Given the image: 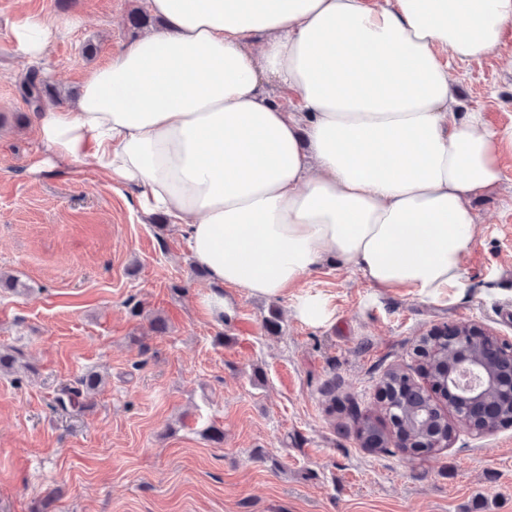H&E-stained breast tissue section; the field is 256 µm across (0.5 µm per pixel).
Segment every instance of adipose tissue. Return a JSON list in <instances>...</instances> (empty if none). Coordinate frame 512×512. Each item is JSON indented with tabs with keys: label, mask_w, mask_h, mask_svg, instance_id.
I'll list each match as a JSON object with an SVG mask.
<instances>
[{
	"label": "adipose tissue",
	"mask_w": 512,
	"mask_h": 512,
	"mask_svg": "<svg viewBox=\"0 0 512 512\" xmlns=\"http://www.w3.org/2000/svg\"><path fill=\"white\" fill-rule=\"evenodd\" d=\"M162 27L35 113L31 169L89 164L164 215L207 273L277 299L334 259L389 292H464L471 199L500 181L504 133L459 113L450 61L493 53L512 0H145ZM59 23L12 26L40 59ZM296 92L293 111L264 92Z\"/></svg>",
	"instance_id": "obj_1"
}]
</instances>
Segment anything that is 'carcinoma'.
<instances>
[{
  "label": "carcinoma",
  "mask_w": 512,
  "mask_h": 512,
  "mask_svg": "<svg viewBox=\"0 0 512 512\" xmlns=\"http://www.w3.org/2000/svg\"><path fill=\"white\" fill-rule=\"evenodd\" d=\"M21 90L27 104L36 110L44 98L52 94L50 85L35 73L23 80ZM418 348L421 349L417 358L418 368L432 386L441 387L455 349L445 341L428 337L420 340ZM100 385L99 375L88 373L79 378L76 385L60 389L55 397L56 404L64 412L80 408ZM381 385L387 398V425H381L368 414L354 413L356 438L363 448L371 452L385 450L391 433L402 439L400 451L411 457L430 454L448 444L451 431L444 406L434 401L403 372L386 373ZM450 406L455 412L465 414L477 427L512 423V405L504 402L496 391L487 392L476 406L464 401L459 404L452 402Z\"/></svg>",
  "instance_id": "1"
}]
</instances>
